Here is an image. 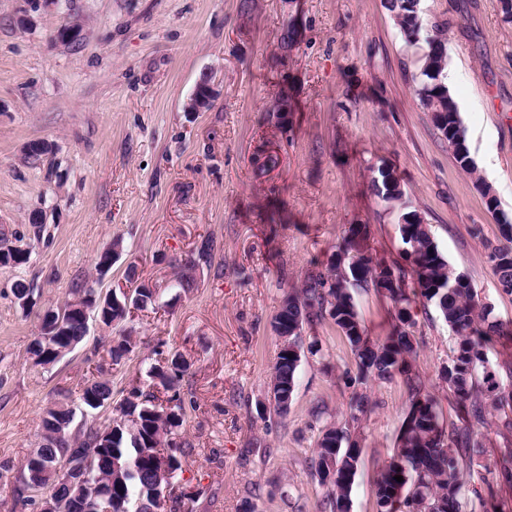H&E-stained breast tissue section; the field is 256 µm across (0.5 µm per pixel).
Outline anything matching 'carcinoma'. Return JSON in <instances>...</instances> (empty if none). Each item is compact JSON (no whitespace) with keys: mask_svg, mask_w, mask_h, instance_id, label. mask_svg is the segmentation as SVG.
<instances>
[{"mask_svg":"<svg viewBox=\"0 0 512 512\" xmlns=\"http://www.w3.org/2000/svg\"><path fill=\"white\" fill-rule=\"evenodd\" d=\"M406 43L420 41L422 21L420 0H384ZM448 23L434 26L426 37L421 57V81L415 93L430 112L434 127L448 142L455 159L470 156L465 129L458 107L443 81L448 67L445 35ZM271 111L288 118L296 111L295 103L283 88L277 94ZM254 164L259 174H267L280 165L277 153L265 150L257 154ZM460 168L472 176L482 196L489 197L487 209L497 213V198L493 189L479 173L476 164ZM372 187L375 196L395 207L404 195L395 171L385 163L374 169ZM502 241L487 244L488 260L498 284L512 294V220L500 215ZM370 230L365 224H352L343 244L328 264L312 262L300 287L288 293L272 322L273 331L283 328L292 332L288 350L280 351L273 367L268 393L277 404L274 413L284 418L289 409L278 405L280 397L293 400L296 372L301 361L302 331L330 320L342 333L354 356L355 371L347 370L341 380L350 390L349 417L341 426L329 425L321 430L312 469L318 483L326 488L325 507L330 512H348L350 493L355 482L361 457L356 431L361 417L371 406L367 389L373 382L400 379L408 400V412L402 422L396 446L374 481L378 512H461V477L471 472L474 461L486 454L484 439L477 428L484 424L487 401L492 399L503 411V426L512 428V417L506 408L512 405V394L498 392L494 374L488 368L487 351L495 342L512 331L488 319L489 312L481 307L477 293L468 278L456 271L438 249L429 225L415 210L399 215L402 262L386 264L365 250L362 241ZM217 244L203 238L196 244L192 256L181 266L178 283L191 289L197 284V272L210 267ZM373 291L389 299L394 307L396 324L384 341L372 343L363 336L362 325L354 302V292ZM432 305L448 324L455 341L443 366L441 378L453 392L460 412L461 424L440 425L436 402L427 390L426 381L411 369L410 359L416 353L414 335L416 300ZM156 289L143 283L134 287L131 297L112 293V321L123 322L129 317V306L140 311L154 308ZM85 327L78 321L69 324L66 336H53L50 342L64 340L79 343ZM130 338L112 340L108 354L117 365L130 352ZM191 364L183 355L160 357L150 369L153 387L168 393L166 404H155L154 392L134 388L113 406V417L93 426L81 437L79 447L90 448L101 434L108 433L111 448L98 467L99 474L112 485V498L117 512H150L158 487L164 485L161 464L174 459V452L189 446L176 428L184 420V402L179 383ZM82 402L96 410L112 400V384L105 378L93 379L83 388ZM43 424L71 427L75 411L59 404L46 411ZM71 446L69 441H50L30 454L19 469L15 502L26 507L34 504L24 495V487L37 481L60 499L70 498L76 487L61 482L57 465L61 451ZM403 476L398 482L394 476Z\"/></svg>","mask_w":512,"mask_h":512,"instance_id":"obj_1","label":"carcinoma"}]
</instances>
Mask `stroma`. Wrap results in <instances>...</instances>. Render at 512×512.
<instances>
[{
  "label": "stroma",
  "mask_w": 512,
  "mask_h": 512,
  "mask_svg": "<svg viewBox=\"0 0 512 512\" xmlns=\"http://www.w3.org/2000/svg\"><path fill=\"white\" fill-rule=\"evenodd\" d=\"M424 33L448 24L450 93L483 179L512 215V20L501 0H421ZM295 20L301 41L276 57L278 37ZM79 23L78 42L54 38ZM421 47L408 46L383 0H0V248L30 254L0 267V460L21 466L39 441L44 411L64 402L73 431L107 421L111 407L85 408L83 387L105 372L112 397L148 387L157 352L191 363L180 393L181 458L170 512H320L326 490L311 461L322 428L344 422L349 392L341 375L354 363L332 322L304 329L318 355L303 353L287 418L266 405L280 350L271 322L291 286L313 262L336 251L348 227L369 225L365 245L399 258L398 210L373 193L372 168L393 167L409 208L429 225L439 251L465 273L492 319L512 325V294L492 272L486 241L500 226L458 166L414 92ZM211 75L210 110L185 103ZM287 81L297 105L288 128L269 106ZM271 141L281 163L259 175L254 157ZM47 143L35 155L30 143ZM278 210L280 223L267 220ZM41 223H30L32 213ZM480 236H473V228ZM220 245L191 290L177 267L204 237ZM123 251L101 291L135 265L158 291L154 309L120 324L90 321L71 352L49 365L30 354L40 316L69 300L74 281L95 276L112 239ZM29 283L33 304L13 295ZM364 334L392 330L389 300L354 297ZM414 368L436 400L441 425L457 419L441 379L452 334L436 311L417 314ZM131 352L113 365L114 337ZM375 408L361 419V462L350 512H377L374 480L396 445L407 412L400 381L377 382ZM487 453L475 471L493 479L512 450V432L490 410Z\"/></svg>",
  "instance_id": "35a3bbf8"
}]
</instances>
